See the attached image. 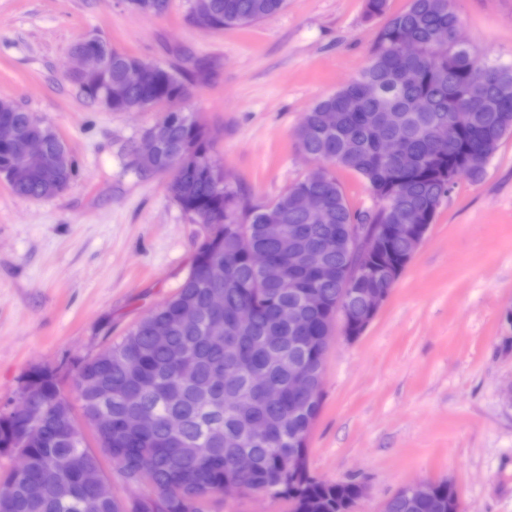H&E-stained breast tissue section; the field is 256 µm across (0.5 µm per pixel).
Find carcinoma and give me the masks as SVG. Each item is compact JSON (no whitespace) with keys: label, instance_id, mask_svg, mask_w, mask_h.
Instances as JSON below:
<instances>
[{"label":"carcinoma","instance_id":"obj_1","mask_svg":"<svg viewBox=\"0 0 512 512\" xmlns=\"http://www.w3.org/2000/svg\"><path fill=\"white\" fill-rule=\"evenodd\" d=\"M456 0H410L407 8L380 28L370 58L345 85L319 99L304 113L296 132L301 150L312 158L359 175L377 206L354 211L336 179L326 170L313 171L274 201L259 205L232 187L219 193L199 165L210 151L207 131L191 118L181 123L166 111L150 128L161 148L142 170L155 171L175 159L182 168L167 182L169 196L200 226L192 248L190 270L176 292L153 307L119 341L102 348L77 366L74 386L82 414L91 417L103 400L112 412V465L122 480L145 489L130 505L114 496L97 497L84 482L88 472H102L104 444L86 446L78 430L60 431V415L74 418L55 374L33 369L23 392L45 407L36 435L18 446V419L0 415V453L19 452L25 467L0 475V512H208L209 499L224 493V483L237 482L244 493L283 501L287 512H353L354 481L328 482L308 469L307 449L289 448L293 433L306 432L320 412L293 418L288 414V364L317 363L323 355L319 337L325 335L336 312V296L344 281L323 280L322 265L339 266L349 276L356 255L395 259L405 265L412 244L390 238L394 224H431L458 176L480 181L486 164L502 141L512 135V64L481 62L471 49L449 51L441 36L453 35L461 20ZM210 12L199 25L211 29L247 27L286 7L287 0H208ZM411 40L420 47L404 56L399 45ZM483 63L486 81L468 87L466 74ZM130 64L146 68L147 79L130 87L124 70ZM84 98L123 112L160 103L173 106L186 97L187 86L177 73L119 52H112L110 84L99 86L86 77L73 79ZM428 111H417L418 101ZM326 112L339 116L337 127L323 122ZM31 113L0 97V124L19 136L29 131ZM50 149L58 166L14 185L28 198L55 195L69 185L75 162L64 142L48 129ZM399 144L398 154L378 157V138ZM306 192L315 207L301 210L295 194ZM277 223L265 222L268 210ZM346 240L336 252L332 236ZM263 252L283 269V278L264 282L252 262ZM312 290L317 307L302 303ZM224 294V308L210 307V295ZM292 306L298 323L279 318L282 306ZM251 307L255 318L239 324L234 313ZM190 310L194 318L184 320ZM262 372L282 389L283 398L267 402L252 387L249 374ZM237 392L245 404L238 411L226 403ZM146 411L156 415L146 432L131 426ZM181 429L170 430L171 417ZM257 420L280 428L264 437L249 433ZM253 459L249 471L238 472L235 458ZM42 485L33 500L27 487ZM385 512H458L452 483L440 482L435 498L417 501L395 494Z\"/></svg>","mask_w":512,"mask_h":512}]
</instances>
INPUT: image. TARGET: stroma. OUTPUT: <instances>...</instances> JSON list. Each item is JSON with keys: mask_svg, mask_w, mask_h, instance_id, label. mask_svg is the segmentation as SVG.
I'll use <instances>...</instances> for the list:
<instances>
[{"mask_svg": "<svg viewBox=\"0 0 512 512\" xmlns=\"http://www.w3.org/2000/svg\"><path fill=\"white\" fill-rule=\"evenodd\" d=\"M462 33L488 62H512V0H457ZM192 0L159 16L127 0H0V96L54 128L76 163L51 197L0 178V413L28 373L57 370L72 409L78 361L119 340L174 293L197 227L163 173L135 150L165 112L91 106L69 80L71 48L98 37L179 70L182 109L212 134L229 183L275 200L315 167L295 131L321 96L371 55L366 0H288L252 26L213 30ZM512 136L479 182L458 177L364 333L324 358L310 471L367 488L354 512H380L405 485L451 481L461 512H512Z\"/></svg>", "mask_w": 512, "mask_h": 512, "instance_id": "obj_1", "label": "stroma"}]
</instances>
